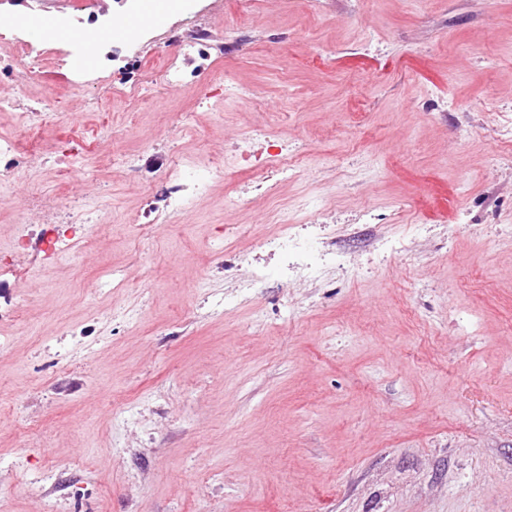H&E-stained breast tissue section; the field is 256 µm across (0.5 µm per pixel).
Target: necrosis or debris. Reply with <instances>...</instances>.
I'll list each match as a JSON object with an SVG mask.
<instances>
[{"instance_id": "4bbe7bcc", "label": "necrosis or debris", "mask_w": 512, "mask_h": 512, "mask_svg": "<svg viewBox=\"0 0 512 512\" xmlns=\"http://www.w3.org/2000/svg\"><path fill=\"white\" fill-rule=\"evenodd\" d=\"M186 12L180 21L184 29L178 47L166 54V70L171 82H180L181 56L205 48L219 55L231 56L240 51L238 42L214 44L209 21L223 9L222 0H184ZM10 54L0 55V74L9 81L7 91L0 93V111L10 112L15 120V131L10 136H0V175L8 182H27L30 191L26 213L19 224L11 251L0 256V276L27 273L29 279L38 274L28 271L26 263L31 247H38L49 254L65 253L77 256L86 253L95 244L92 226L100 211L94 200H85L78 210H68L62 198L42 193L37 167L48 155H55L57 176L66 180L69 173L82 164L84 152L58 153L56 140L47 139L44 130L56 125L60 114L68 107L60 102L34 110L23 104L25 72L21 71L20 57L41 61L52 56L56 65L66 64L68 58L83 54L84 45L72 41L62 47L54 46L44 25L41 9H33L22 28L10 34ZM308 158L295 143L281 137L272 125H260L237 135L219 148L208 163H200L194 156H179L172 160L161 176V210L155 219H167L191 212L204 200L211 198L214 190L222 186L233 166L246 168L254 191L253 196L238 195L230 199L233 207L251 204L253 199L270 200L280 185L297 177Z\"/></svg>"}]
</instances>
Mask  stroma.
<instances>
[{
    "mask_svg": "<svg viewBox=\"0 0 512 512\" xmlns=\"http://www.w3.org/2000/svg\"><path fill=\"white\" fill-rule=\"evenodd\" d=\"M216 28L247 45L182 61L173 88L164 54L123 75L97 59L90 110L58 129L100 157L66 196L100 198L101 246L32 251L39 283L0 282L29 323H0V512H512V0H224ZM212 73L261 88L262 107L199 106ZM69 74L44 60L27 102L68 99ZM143 76L150 104L113 96ZM270 120L310 155L274 203L225 209L248 178L234 173L136 250L127 217L158 206L147 186L171 152ZM116 133L137 172L103 161ZM334 187L326 225L297 233L371 245L317 280L256 248L281 230L273 205ZM27 192L0 193L2 250ZM364 209L422 228L355 224ZM228 239L263 287L237 288L231 257L214 272ZM110 266L133 286L92 292Z\"/></svg>",
    "mask_w": 512,
    "mask_h": 512,
    "instance_id": "obj_1",
    "label": "stroma"
}]
</instances>
